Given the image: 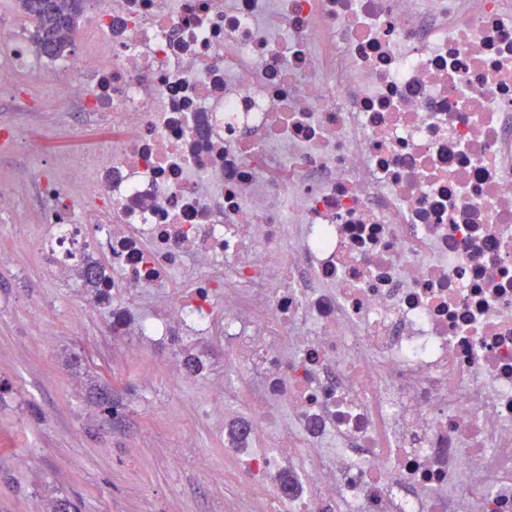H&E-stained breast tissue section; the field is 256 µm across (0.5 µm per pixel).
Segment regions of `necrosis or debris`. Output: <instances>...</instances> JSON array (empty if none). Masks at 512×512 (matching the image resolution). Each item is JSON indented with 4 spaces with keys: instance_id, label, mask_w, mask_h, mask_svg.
<instances>
[{
    "instance_id": "4bbe7bcc",
    "label": "necrosis or debris",
    "mask_w": 512,
    "mask_h": 512,
    "mask_svg": "<svg viewBox=\"0 0 512 512\" xmlns=\"http://www.w3.org/2000/svg\"><path fill=\"white\" fill-rule=\"evenodd\" d=\"M93 4L39 246L175 383L223 342L224 512H512V0Z\"/></svg>"
}]
</instances>
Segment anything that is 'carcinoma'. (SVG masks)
I'll return each mask as SVG.
<instances>
[{
	"mask_svg": "<svg viewBox=\"0 0 512 512\" xmlns=\"http://www.w3.org/2000/svg\"><path fill=\"white\" fill-rule=\"evenodd\" d=\"M20 12L34 27L33 49L59 59L71 52L84 0H17Z\"/></svg>",
	"mask_w": 512,
	"mask_h": 512,
	"instance_id": "1",
	"label": "carcinoma"
}]
</instances>
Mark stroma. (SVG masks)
I'll list each match as a JSON object with an SVG mask.
<instances>
[{
	"label": "stroma",
	"instance_id": "stroma-1",
	"mask_svg": "<svg viewBox=\"0 0 512 512\" xmlns=\"http://www.w3.org/2000/svg\"><path fill=\"white\" fill-rule=\"evenodd\" d=\"M8 59L0 45V180L19 198L17 214H0V512H166L175 497L183 512H224L239 462L223 418L201 415L207 381L170 385L167 351L146 342L127 358L90 289L54 276L39 248L40 177L56 154L94 151L112 124L55 100L65 60L35 79ZM100 390L124 420L100 413Z\"/></svg>",
	"mask_w": 512,
	"mask_h": 512
}]
</instances>
